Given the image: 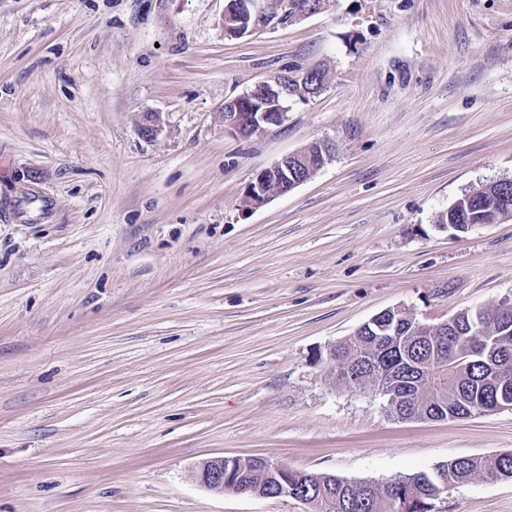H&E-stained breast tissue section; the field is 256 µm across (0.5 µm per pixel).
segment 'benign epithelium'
Returning a JSON list of instances; mask_svg holds the SVG:
<instances>
[{
    "label": "benign epithelium",
    "instance_id": "1",
    "mask_svg": "<svg viewBox=\"0 0 512 512\" xmlns=\"http://www.w3.org/2000/svg\"><path fill=\"white\" fill-rule=\"evenodd\" d=\"M313 15V12L300 10L294 0H225L221 17L223 29L236 24V36H244L258 29H275L288 25V21ZM259 100L262 108L257 112L244 114L235 111L244 100ZM290 96L282 92V84L277 81H262L249 92L224 101V128L243 138L260 137L270 127L283 124L288 118V101ZM163 131L161 118L157 113L146 115L141 130L142 137L153 140ZM322 154L315 164L310 161V147L284 157L269 168L259 172L257 179L251 182L245 191V202L249 208H258L277 195H284L302 184L300 180H288V167L301 164L309 168V175H314L332 157L328 150L331 141L316 139ZM406 309L393 307L382 310L370 320L378 335H387L388 325L385 323L391 314H404ZM257 461L276 476L277 487L272 497H290L292 489L288 486V476L298 477L297 471L281 464H275L265 458ZM243 463L239 456H222L206 460L200 464L196 477L201 485L216 493L253 494L252 489L242 481Z\"/></svg>",
    "mask_w": 512,
    "mask_h": 512
}]
</instances>
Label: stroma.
<instances>
[{
  "mask_svg": "<svg viewBox=\"0 0 512 512\" xmlns=\"http://www.w3.org/2000/svg\"><path fill=\"white\" fill-rule=\"evenodd\" d=\"M223 10L0 0V512H315L196 469L381 483L512 453V410L398 420L327 359L387 308L433 325L512 298V219L438 223L512 179V0H329L240 39ZM312 68L324 87L282 125L225 130V99ZM322 138L323 168L245 207ZM434 512H512V481ZM332 142L327 139H315L310 142L302 150L284 157L279 162L275 163L269 168L259 172L257 179L251 182L245 191V202L249 208H258L266 204L274 196L284 195L295 189L297 186L308 180L317 171H319L332 157ZM317 144L322 149L319 161L312 164L310 161V148ZM290 160V161H288ZM300 164H305L309 168V174L304 180L288 181V166L292 165L298 167ZM273 184V188L269 185ZM247 458L222 456L206 460L198 467L196 477L201 485L216 493L249 494L256 496L253 494V491L262 495H268L274 491L272 495L256 497L279 498L289 496L294 499L296 498L292 494V489L288 486V472H290L294 478H297L298 474L296 470L281 464L272 463L265 458L256 457L260 464L265 465V468L276 476V484L275 478L270 476L268 472L256 467L254 463ZM242 459H246L247 473L249 475L246 479L249 481L253 491L242 481ZM274 487H276L275 490Z\"/></svg>",
  "mask_w": 512,
  "mask_h": 512,
  "instance_id": "1",
  "label": "stroma"
}]
</instances>
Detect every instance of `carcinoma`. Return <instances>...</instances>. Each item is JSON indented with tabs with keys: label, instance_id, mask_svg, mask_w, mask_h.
<instances>
[{
	"label": "carcinoma",
	"instance_id": "cac0c4a2",
	"mask_svg": "<svg viewBox=\"0 0 512 512\" xmlns=\"http://www.w3.org/2000/svg\"><path fill=\"white\" fill-rule=\"evenodd\" d=\"M324 73L315 70L310 80L290 86L293 96L313 95L323 86ZM475 204L463 196L439 223L491 224L499 219L503 199L512 203V182L487 185ZM448 334L424 324L402 322L398 335L384 341L357 331L353 339L336 344V358L353 362L354 373L376 372L400 398L407 419L431 420L450 413L467 418L473 411L495 408L503 392L512 394V325L505 328L486 321L472 324L470 315L454 314ZM247 481L257 494L274 491L275 478L246 460ZM478 476L512 479V453L492 458L457 457L429 473L400 477L387 491L373 483L350 482L338 476L305 473L295 489L304 497L321 498L331 512H397V502L409 503L407 512H431L442 486H463Z\"/></svg>",
	"mask_w": 512,
	"mask_h": 512
}]
</instances>
